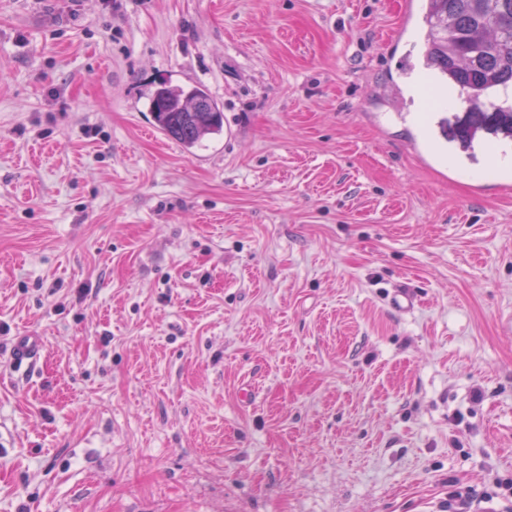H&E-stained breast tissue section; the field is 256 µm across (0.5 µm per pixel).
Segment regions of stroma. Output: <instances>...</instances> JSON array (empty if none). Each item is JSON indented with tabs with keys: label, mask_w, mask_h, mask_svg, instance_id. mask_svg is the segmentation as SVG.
<instances>
[{
	"label": "stroma",
	"mask_w": 512,
	"mask_h": 512,
	"mask_svg": "<svg viewBox=\"0 0 512 512\" xmlns=\"http://www.w3.org/2000/svg\"><path fill=\"white\" fill-rule=\"evenodd\" d=\"M424 12L0 0V512H512V183L413 150ZM192 108L198 112H191ZM150 112L155 126L188 153L204 139L220 136L224 130L223 110L197 84L160 82L150 96ZM41 346L42 341L39 336H17L13 352L20 363H33L39 355Z\"/></svg>",
	"instance_id": "obj_1"
}]
</instances>
